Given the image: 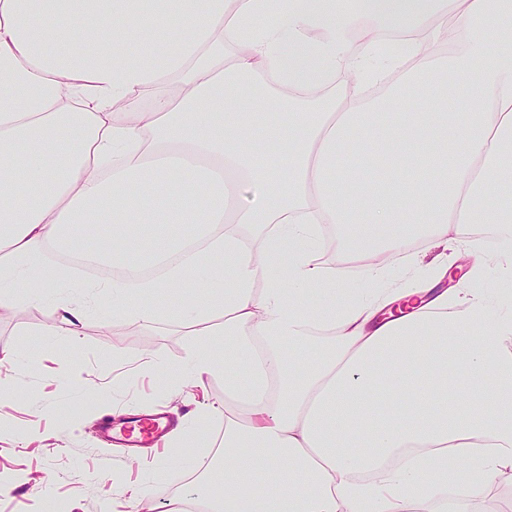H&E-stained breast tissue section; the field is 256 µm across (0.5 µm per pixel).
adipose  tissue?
<instances>
[{
  "instance_id": "obj_1",
  "label": "adipose tissue",
  "mask_w": 512,
  "mask_h": 512,
  "mask_svg": "<svg viewBox=\"0 0 512 512\" xmlns=\"http://www.w3.org/2000/svg\"><path fill=\"white\" fill-rule=\"evenodd\" d=\"M281 2L0 0V309L87 241L139 322L206 337L178 371L223 376L224 444L202 464L167 434L197 479L164 512H448L438 486L512 471V318L444 265L341 304L320 227L374 273L417 237L512 233V0ZM312 339V363L284 346Z\"/></svg>"
}]
</instances>
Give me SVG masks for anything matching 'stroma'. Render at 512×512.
Masks as SVG:
<instances>
[{
    "mask_svg": "<svg viewBox=\"0 0 512 512\" xmlns=\"http://www.w3.org/2000/svg\"><path fill=\"white\" fill-rule=\"evenodd\" d=\"M457 237L450 252L427 240L412 242L373 279L366 267L340 265L334 248L323 260L337 279L352 288H404L447 263L443 282L449 293L465 288L512 310V238L492 235L483 226L451 229ZM480 244L486 268L469 275L473 244ZM98 273L76 268L61 290L22 309L0 312V350L15 361L0 368L10 384L0 390V512H127L132 497L160 507L187 485L188 473L177 464L178 449H167L157 473L132 464L130 447L108 440L102 424L116 413L136 418L165 414L167 430L224 396L223 378L204 387L186 385L176 368L199 344L176 319L149 324L122 311L89 309L76 324L56 307L57 294L80 296ZM53 335H46V328Z\"/></svg>",
    "mask_w": 512,
    "mask_h": 512,
    "instance_id": "1",
    "label": "stroma"
}]
</instances>
